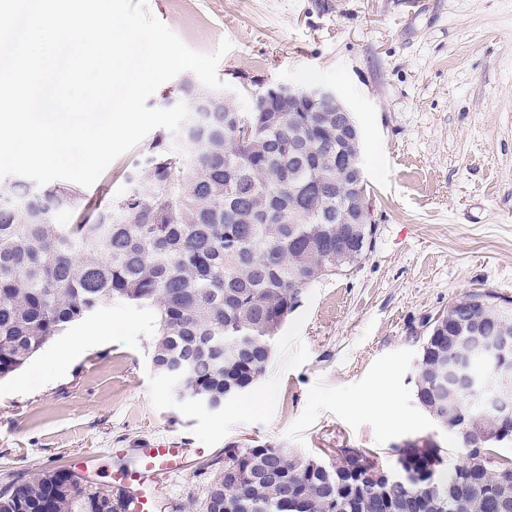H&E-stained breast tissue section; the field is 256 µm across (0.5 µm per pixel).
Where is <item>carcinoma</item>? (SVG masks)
<instances>
[{
	"instance_id": "cac0c4a2",
	"label": "carcinoma",
	"mask_w": 512,
	"mask_h": 512,
	"mask_svg": "<svg viewBox=\"0 0 512 512\" xmlns=\"http://www.w3.org/2000/svg\"><path fill=\"white\" fill-rule=\"evenodd\" d=\"M178 94L189 106L206 95L192 79ZM319 113L240 112L232 103L211 113L185 150L158 135L145 170L126 174L132 189L88 207L71 185L40 194L17 180L0 194V377L29 360L47 339L91 316L104 301L155 312L152 362L175 392L195 403L249 389L266 372L275 336L307 289L358 265L372 251L376 224H358L344 250L336 239L345 187H336V153L351 151ZM320 195L306 194L309 181ZM95 213L91 224H58L59 211ZM463 345L452 327L420 343L418 360L436 348ZM421 403L434 397L415 376ZM501 417L484 413L478 431L487 460L483 482L470 483L476 449L451 464L431 442L398 452V469L421 475L415 485L388 487L366 471L325 465L272 444L224 452L223 475L210 485L200 512H386V500L409 512H512V457L497 452ZM0 512H133L122 490L101 491L66 470L19 478L0 493Z\"/></svg>"
}]
</instances>
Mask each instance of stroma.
I'll return each instance as SVG.
<instances>
[{"label":"stroma","instance_id":"stroma-1","mask_svg":"<svg viewBox=\"0 0 512 512\" xmlns=\"http://www.w3.org/2000/svg\"><path fill=\"white\" fill-rule=\"evenodd\" d=\"M192 50L232 48L227 83L336 88L362 132L376 244L355 268L308 288L281 328L255 391L212 412L179 399L152 365L151 309L104 302L0 377V490L20 476L74 469L101 451L96 487L114 488L147 440H182L190 468L152 488L150 512H195L224 451L271 443L323 462L360 448L386 470L395 450L449 431L414 392L427 315L470 291L512 301V0H148ZM144 144L117 157L83 197L123 198ZM110 338L69 341L90 323ZM384 382L386 403L354 413L352 396Z\"/></svg>","mask_w":512,"mask_h":512}]
</instances>
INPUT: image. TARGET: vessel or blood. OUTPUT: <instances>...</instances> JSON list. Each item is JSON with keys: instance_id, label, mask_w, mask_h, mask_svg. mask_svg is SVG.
<instances>
[{"instance_id": "1", "label": "vessel or blood", "mask_w": 512, "mask_h": 512, "mask_svg": "<svg viewBox=\"0 0 512 512\" xmlns=\"http://www.w3.org/2000/svg\"><path fill=\"white\" fill-rule=\"evenodd\" d=\"M188 455V448L179 441L165 444L144 442L138 450L135 465L121 474L130 495L138 498L140 512H148L149 509V500L142 496V488L182 473L187 467Z\"/></svg>"}]
</instances>
